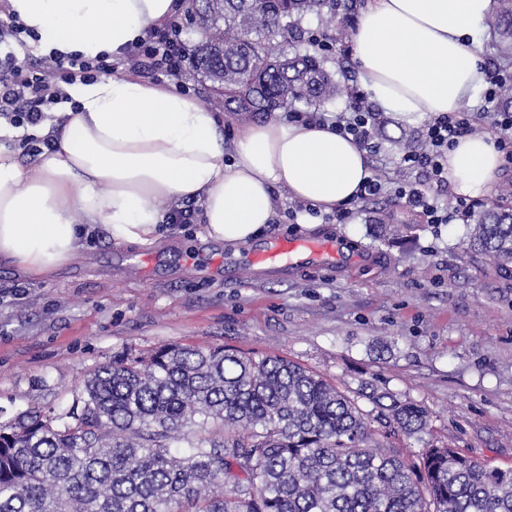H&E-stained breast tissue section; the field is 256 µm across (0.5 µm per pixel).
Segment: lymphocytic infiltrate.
Here are the masks:
<instances>
[{"instance_id": "lymphocytic-infiltrate-1", "label": "lymphocytic infiltrate", "mask_w": 512, "mask_h": 512, "mask_svg": "<svg viewBox=\"0 0 512 512\" xmlns=\"http://www.w3.org/2000/svg\"><path fill=\"white\" fill-rule=\"evenodd\" d=\"M25 31L19 21L0 25V122L23 129L21 146L26 154L38 156L53 149L54 134H39L44 122L51 120L56 105L70 102L66 86L87 82L110 70L106 58L88 60L78 54L61 55L49 52L41 58L19 60L14 52L22 44ZM134 68L149 69L167 75L181 71L184 54L176 32L168 31L142 41L132 52ZM289 121L303 123H328L337 133L352 136L364 149L376 153L380 145L374 131L378 114L371 107L353 106L352 110L335 117L322 112H292ZM475 118L468 112L441 113L426 123L423 138L426 148L405 153L400 164L412 172V179L388 184L378 176H370L362 185L360 198L376 197L393 192L410 207L419 209L428 223L446 224L452 216L471 213L475 205L456 201L453 209L439 205L434 187L448 182V150L458 138L471 133Z\"/></svg>"}]
</instances>
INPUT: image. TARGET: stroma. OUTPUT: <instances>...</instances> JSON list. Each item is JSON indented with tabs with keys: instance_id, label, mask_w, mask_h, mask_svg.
Wrapping results in <instances>:
<instances>
[{
	"instance_id": "stroma-1",
	"label": "stroma",
	"mask_w": 512,
	"mask_h": 512,
	"mask_svg": "<svg viewBox=\"0 0 512 512\" xmlns=\"http://www.w3.org/2000/svg\"><path fill=\"white\" fill-rule=\"evenodd\" d=\"M422 122L385 112L369 169L407 179L401 156ZM275 218L232 250L172 225L151 245L103 230L48 279L0 263V423L68 409L94 369L170 344L283 357L336 384L363 410L361 384L424 407L431 441L512 469V277L462 243L469 226H438L394 194L349 214L298 209L273 191ZM405 224L379 238L377 224ZM282 239L333 243L339 259L292 253L254 263Z\"/></svg>"
}]
</instances>
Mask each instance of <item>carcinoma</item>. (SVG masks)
<instances>
[{
    "instance_id": "carcinoma-1",
    "label": "carcinoma",
    "mask_w": 512,
    "mask_h": 512,
    "mask_svg": "<svg viewBox=\"0 0 512 512\" xmlns=\"http://www.w3.org/2000/svg\"><path fill=\"white\" fill-rule=\"evenodd\" d=\"M353 0H182L198 39L189 59L226 112L319 109L341 88L305 45L308 14ZM512 54V0L488 19ZM466 250L512 264V206H481ZM363 411L286 358L163 346L98 367L51 419L0 425V512H512V470L400 437L430 434L426 410L364 382ZM380 428H374V424ZM206 433L180 449L183 430Z\"/></svg>"
}]
</instances>
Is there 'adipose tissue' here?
I'll return each mask as SVG.
<instances>
[{
  "instance_id": "1",
  "label": "adipose tissue",
  "mask_w": 512,
  "mask_h": 512,
  "mask_svg": "<svg viewBox=\"0 0 512 512\" xmlns=\"http://www.w3.org/2000/svg\"><path fill=\"white\" fill-rule=\"evenodd\" d=\"M42 41L62 53L124 57L145 30L170 19L175 0H7ZM493 0H371L351 33L370 98L400 120L459 111L484 84L481 22ZM66 110L55 150L28 171L0 143V260L29 279L48 277L89 228L146 245L161 234L160 201L200 203L201 238L229 246L257 239L274 216L272 189L329 211L369 177L366 151L330 126L248 124L226 150L224 130L196 97L132 77L83 85ZM502 154L489 137L448 151V186L491 192ZM82 223H74L73 214Z\"/></svg>"
}]
</instances>
